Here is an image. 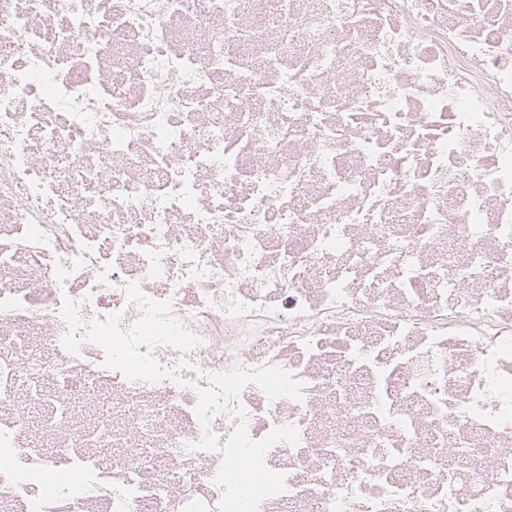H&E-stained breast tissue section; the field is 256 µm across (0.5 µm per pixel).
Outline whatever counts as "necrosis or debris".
<instances>
[{"mask_svg":"<svg viewBox=\"0 0 512 512\" xmlns=\"http://www.w3.org/2000/svg\"><path fill=\"white\" fill-rule=\"evenodd\" d=\"M0 457V512H512V0H0Z\"/></svg>","mask_w":512,"mask_h":512,"instance_id":"obj_1","label":"necrosis or debris"}]
</instances>
